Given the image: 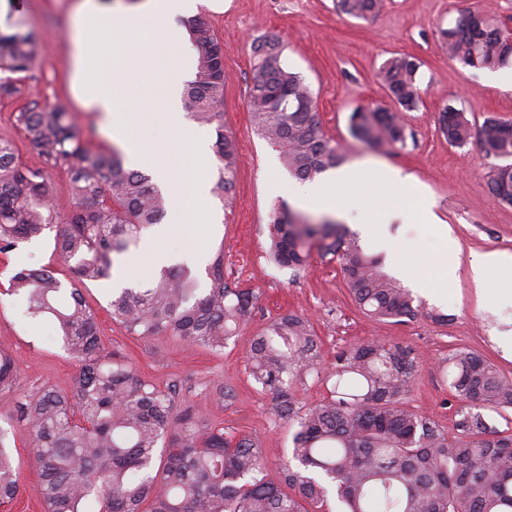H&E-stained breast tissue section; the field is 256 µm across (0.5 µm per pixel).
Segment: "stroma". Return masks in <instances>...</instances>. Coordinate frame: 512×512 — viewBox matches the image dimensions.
Masks as SVG:
<instances>
[{"label": "stroma", "mask_w": 512, "mask_h": 512, "mask_svg": "<svg viewBox=\"0 0 512 512\" xmlns=\"http://www.w3.org/2000/svg\"><path fill=\"white\" fill-rule=\"evenodd\" d=\"M77 0H0V24L22 25L40 33L35 65L18 80V96L0 100V139L13 143L19 163L38 167L42 158L15 123L17 112L29 102L60 105L71 111L91 149L108 148L96 114L82 111L71 87L68 41L74 35L72 15ZM492 9L497 23L512 31V0H384L382 9L366 20L337 11L334 0H208L198 14L214 29L224 51V101L220 106L224 130L237 145V176L230 197L213 189L216 169H195L194 180L208 186L199 208L218 207L221 223L211 229L187 222L163 237L169 253L185 249L213 258L224 254V278L230 286L257 293L250 318L240 326L223 353L189 347L169 336L142 339L128 335L113 322L108 303L109 282L88 285L84 295L97 313L107 350L117 351L141 376L159 387L177 382L187 386V400L204 418L223 428L234 440L260 439L266 473L279 481V466L290 457L292 428L276 419L273 401L248 372L251 341L266 321L282 313L307 317L319 340L324 365H331L340 349L377 338L410 347L423 365L407 398L410 409L434 418L449 435H456L458 402L440 373L450 353L466 349L486 356L512 375V353L496 341L512 332V270L492 274L484 294H476L470 279L471 254L512 253V205L494 200L487 172L491 165L477 143L448 144L437 117L445 107L462 110L473 125L491 116L512 120V90L483 80L479 71L450 61L437 34L465 13ZM273 38L283 48L289 68L303 76L314 93L325 135L340 143L346 165L381 163L410 176L423 191L457 243L459 261L449 270L451 294L437 303L427 296L440 279L434 258L441 243L430 226L416 222L384 224L380 231L398 253L422 266L424 288L413 291L420 315L406 323H380L366 317L352 301L346 279L333 256L315 257L301 272L277 266L267 256L268 225L275 203L282 201L289 174L280 155L254 127L247 106L253 75V45ZM417 58L420 88L417 105L404 112L405 146L377 151L349 131L350 112L359 107H387L391 101L377 79L393 54ZM54 234L0 254V350L15 359L22 392L46 385L71 391L78 371L48 321H34L7 288L13 271L54 262ZM11 454L23 490L0 512H45L35 488L38 472L27 447V432L15 426Z\"/></svg>", "instance_id": "stroma-1"}]
</instances>
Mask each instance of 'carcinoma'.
Returning <instances> with one entry per match:
<instances>
[{
	"mask_svg": "<svg viewBox=\"0 0 512 512\" xmlns=\"http://www.w3.org/2000/svg\"><path fill=\"white\" fill-rule=\"evenodd\" d=\"M350 17L377 14L383 0H335ZM196 54L184 86L193 120L216 125L215 189L234 186L237 150L224 132V55L203 18L186 25ZM448 59L474 69L512 62V38L485 13H468L439 29ZM40 35L11 26L0 30V71L29 72ZM256 65L248 106L261 135L278 148L297 179L343 164L340 146L327 138L316 101L303 77L282 60L276 41L253 48ZM419 65L408 54L387 60L378 73L390 99L404 109L420 98ZM25 138L43 158L41 167L17 163L14 145L0 140V253L55 229L54 253L67 265L62 281L49 266L21 267L8 293L26 301L31 318L51 320L63 349L77 363L70 392L45 386L16 402V421L28 432L39 469L38 495L47 512H81L93 497L102 512H309L333 495L340 512H512V434L488 425L477 409H512V376L484 356L458 350L442 375L460 402V434L448 437L439 423L412 412L406 398L421 366L412 348L358 342L336 354L325 381L328 396L301 409L293 389L321 376L320 347L309 320L282 314L254 337L249 374L270 394L273 414L293 433L291 458L281 480H269L259 439L224 438L194 403L179 401L178 386L163 390L143 378L100 338L82 287L112 276L115 258L138 247L141 232L166 214V197L151 178L124 164L116 149L94 151L82 142L71 112L32 102L16 116ZM440 130L454 146L476 139L487 157H512V122L489 117L478 129L465 113L445 107ZM352 136L377 149L405 146L399 111L359 107L349 116ZM68 166L74 210L53 208L57 187L49 170ZM492 196L512 203V165L488 172ZM271 257L294 271L309 266L313 251L336 257L364 314L401 323L419 314L409 291L365 254L358 237L331 223L311 224L283 205L271 217ZM208 287L187 266L166 267L147 284L123 289L110 302L113 321L143 339L172 336L221 353L254 308V293L224 279V250L206 271ZM19 391L12 355L0 351V395ZM12 429L0 426V504L20 491L10 448Z\"/></svg>",
	"mask_w": 512,
	"mask_h": 512,
	"instance_id": "cac0c4a2",
	"label": "carcinoma"
}]
</instances>
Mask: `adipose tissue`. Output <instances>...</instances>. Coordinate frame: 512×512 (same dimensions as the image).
<instances>
[{
    "label": "adipose tissue",
    "mask_w": 512,
    "mask_h": 512,
    "mask_svg": "<svg viewBox=\"0 0 512 512\" xmlns=\"http://www.w3.org/2000/svg\"><path fill=\"white\" fill-rule=\"evenodd\" d=\"M201 0H79L73 16L76 37L70 42L71 76L84 94V111L95 113L104 132L121 128L136 120L140 139L122 142L131 167L150 170L155 182L167 196L179 202L169 221L177 223L182 216L194 215L197 223L212 224L214 211H196V190L185 187L183 166L211 164L208 138L204 131L188 130L181 108L183 83L193 72V52L181 21L196 13ZM115 20L130 28L148 23L149 36L144 54L131 55L122 49L112 51V68L103 70L94 61L97 45L112 41L107 20ZM123 75L114 82L113 71ZM162 125L173 136L190 134V156L181 159L165 146L154 144L148 134ZM372 182L391 197L416 195L408 177L400 171L363 164L346 167L322 178L294 182L287 188L288 198L301 206L329 213L342 211L340 192Z\"/></svg>",
    "instance_id": "adipose-tissue-1"
}]
</instances>
